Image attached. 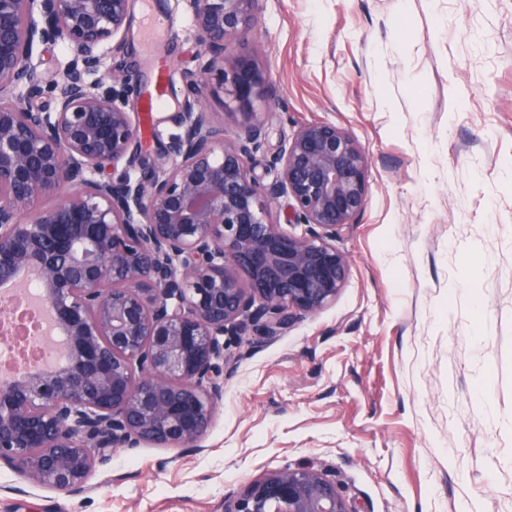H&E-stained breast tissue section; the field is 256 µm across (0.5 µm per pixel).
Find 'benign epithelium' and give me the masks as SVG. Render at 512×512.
Instances as JSON below:
<instances>
[{
	"label": "benign epithelium",
	"mask_w": 512,
	"mask_h": 512,
	"mask_svg": "<svg viewBox=\"0 0 512 512\" xmlns=\"http://www.w3.org/2000/svg\"><path fill=\"white\" fill-rule=\"evenodd\" d=\"M187 2L200 62L154 154L128 110L136 74L116 62L90 79L107 44L124 50L132 0H0V286L39 280L62 357L0 381V465L66 496L114 448L199 447L224 392V337L279 335L350 272L336 233L366 206L365 152L308 123L261 183L249 161L268 140V76L238 38L264 0ZM59 41L72 58L46 81L34 50ZM212 73L241 116L230 144L205 109ZM282 197L304 233L271 220ZM224 512L349 510L307 465L224 497Z\"/></svg>",
	"instance_id": "obj_1"
}]
</instances>
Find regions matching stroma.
I'll use <instances>...</instances> for the list:
<instances>
[{
    "mask_svg": "<svg viewBox=\"0 0 512 512\" xmlns=\"http://www.w3.org/2000/svg\"><path fill=\"white\" fill-rule=\"evenodd\" d=\"M179 25L152 44L147 14ZM270 76L264 183L281 142L325 121L368 158L336 237V300L277 336H229L224 397L197 450L142 444L69 497L0 465V512H223L312 465L349 512H512V0H264L241 37ZM199 46L186 0H134L124 53L143 139L167 137Z\"/></svg>",
    "mask_w": 512,
    "mask_h": 512,
    "instance_id": "stroma-1",
    "label": "stroma"
}]
</instances>
